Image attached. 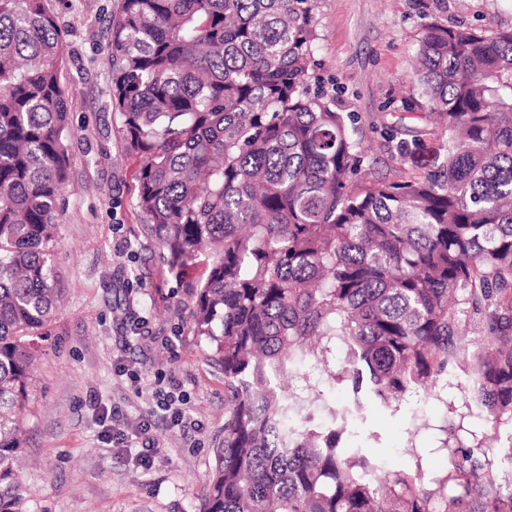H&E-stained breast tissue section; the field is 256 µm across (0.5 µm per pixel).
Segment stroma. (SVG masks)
Wrapping results in <instances>:
<instances>
[{
    "instance_id": "35a3bbf8",
    "label": "stroma",
    "mask_w": 512,
    "mask_h": 512,
    "mask_svg": "<svg viewBox=\"0 0 512 512\" xmlns=\"http://www.w3.org/2000/svg\"><path fill=\"white\" fill-rule=\"evenodd\" d=\"M68 51L63 82L73 97L67 181L59 200L55 268L61 289L35 373V411L22 427L21 492L29 512H201L224 440V374L189 332L185 284L172 276L135 206V164L124 149L109 85V23L117 0H48ZM318 75L336 108L357 115L372 177L432 170L442 140L425 99L413 95L414 56L430 19L489 29L512 27V0H318ZM400 125L398 138L385 127ZM425 136L413 158L399 139ZM147 324L149 336L136 335ZM177 384L193 425L173 427L154 394ZM469 377L448 373L435 395L407 412L369 410L359 429L385 472L422 464L447 469L438 452L442 420L471 434L488 431L468 407ZM143 433L157 453L149 465L137 447L116 448L113 428ZM415 439L426 451L415 460Z\"/></svg>"
}]
</instances>
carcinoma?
<instances>
[{
  "label": "carcinoma",
  "instance_id": "carcinoma-1",
  "mask_svg": "<svg viewBox=\"0 0 512 512\" xmlns=\"http://www.w3.org/2000/svg\"><path fill=\"white\" fill-rule=\"evenodd\" d=\"M317 0H119L112 111L136 206L224 372L202 512H512V28L432 19L413 91L446 137L433 170L368 178L355 119L311 87ZM66 35L47 0H0V512L17 494L34 343L60 299ZM344 351L341 369L331 363ZM308 365L287 392L281 379ZM454 365L490 434L445 472L380 479L364 402L397 412ZM338 383L339 410L311 379Z\"/></svg>",
  "mask_w": 512,
  "mask_h": 512
}]
</instances>
